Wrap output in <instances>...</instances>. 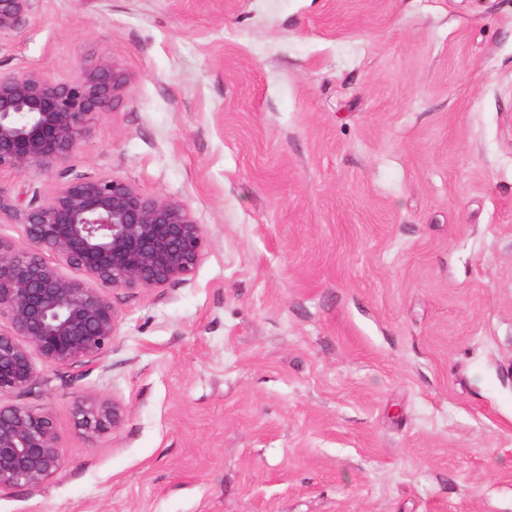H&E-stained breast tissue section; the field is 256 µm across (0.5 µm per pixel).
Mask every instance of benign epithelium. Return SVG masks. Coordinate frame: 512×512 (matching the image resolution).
Wrapping results in <instances>:
<instances>
[{
    "label": "benign epithelium",
    "instance_id": "7a95c632",
    "mask_svg": "<svg viewBox=\"0 0 512 512\" xmlns=\"http://www.w3.org/2000/svg\"><path fill=\"white\" fill-rule=\"evenodd\" d=\"M31 2L0 0V34L24 26ZM126 83L114 59L81 60L60 83L37 70L0 72V174L38 175L63 164ZM2 213L21 226L24 246L0 237V319L9 323L0 331V399L30 385L36 356L62 367L96 363L118 326L106 291L184 280L205 247L184 205L112 175L71 178L25 208L0 195ZM73 415L94 445L120 425L125 406L86 395ZM59 448L51 413L0 403V488L53 478Z\"/></svg>",
    "mask_w": 512,
    "mask_h": 512
}]
</instances>
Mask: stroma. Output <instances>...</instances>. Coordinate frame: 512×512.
<instances>
[{
  "instance_id": "1",
  "label": "stroma",
  "mask_w": 512,
  "mask_h": 512,
  "mask_svg": "<svg viewBox=\"0 0 512 512\" xmlns=\"http://www.w3.org/2000/svg\"><path fill=\"white\" fill-rule=\"evenodd\" d=\"M128 81L42 203L109 174L183 204L186 280L36 359L63 467L0 512H512V0H33L0 71ZM96 394L121 425L89 445ZM76 425L83 438L96 444L111 429L117 428L125 415L124 404L112 397L82 396L73 409Z\"/></svg>"
}]
</instances>
